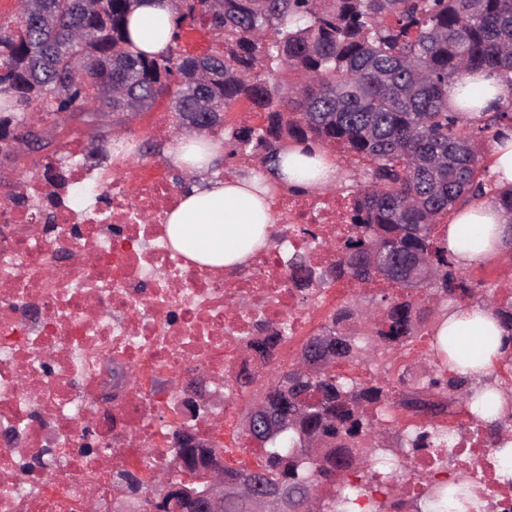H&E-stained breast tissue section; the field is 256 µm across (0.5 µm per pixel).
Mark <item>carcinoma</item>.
I'll return each instance as SVG.
<instances>
[{"instance_id": "obj_1", "label": "carcinoma", "mask_w": 512, "mask_h": 512, "mask_svg": "<svg viewBox=\"0 0 512 512\" xmlns=\"http://www.w3.org/2000/svg\"><path fill=\"white\" fill-rule=\"evenodd\" d=\"M41 12L17 4L0 18V137L23 128L24 114L39 106L47 115L81 113L103 129L112 113H140L171 98L172 126L189 114L211 116L213 136L225 131V114L239 103L265 115L260 128H234L235 149L272 163L285 142L316 150H339L359 170L363 188L351 201V229L335 247L327 271H316L308 253L288 256L303 300L326 281L362 286L381 279L395 288L368 300H351L323 329L306 339L311 361L327 354L336 364L369 367V379L323 370L303 374L274 365L288 340V323L256 325L242 338L256 361L273 366V379L259 395L283 423L273 437H258L254 468H226L234 483L253 478L298 501L307 491L335 486L315 512H389L404 499L405 462L426 448H450L455 433L441 422L456 406L469 409L488 441L512 438V413L498 416L494 389L469 374L492 337L473 345L457 336H433L438 368L406 388L391 376V358L410 346L448 312V302L478 297L492 305L503 335L512 339V292L472 281L434 236L456 206L488 197L512 225V187L486 191L485 146L512 127V104L467 114L485 95L462 85L464 107L448 108V86L467 73L512 72V0H170L176 29L167 50L150 56L132 49L129 24L138 0H37ZM204 27L213 46L185 54V28ZM286 69L294 81L288 98L278 96L273 75ZM356 320L364 331L347 332ZM257 373L243 366L231 379V395L252 388ZM408 411L396 449L386 444L393 410ZM119 483L143 501L152 481L125 470ZM429 499L461 497L468 483L451 487L428 481Z\"/></svg>"}]
</instances>
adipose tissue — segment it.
Listing matches in <instances>:
<instances>
[{
  "instance_id": "ef3b65f1",
  "label": "adipose tissue",
  "mask_w": 512,
  "mask_h": 512,
  "mask_svg": "<svg viewBox=\"0 0 512 512\" xmlns=\"http://www.w3.org/2000/svg\"><path fill=\"white\" fill-rule=\"evenodd\" d=\"M175 27L169 0H141L130 21L135 47L149 54L166 50ZM223 151L222 140L211 137L205 148L193 151L187 150L185 139H178L171 152L185 185L179 206L168 216V236L176 250L208 268L247 264L266 247L271 227L264 178H208ZM278 169L285 174L287 185L302 190L329 186L336 178L335 167L324 153L309 156L298 146L282 153ZM475 224L491 236L490 247L474 250L465 244L467 229ZM511 234L512 228L499 211L488 201H477L454 215L448 227V248L460 265L477 266L502 249ZM441 324L443 333L476 343L499 334L493 310L484 304L449 309Z\"/></svg>"
}]
</instances>
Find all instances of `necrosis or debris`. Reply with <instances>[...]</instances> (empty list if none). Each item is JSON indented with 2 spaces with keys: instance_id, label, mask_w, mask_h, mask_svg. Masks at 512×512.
Listing matches in <instances>:
<instances>
[{
  "instance_id": "1",
  "label": "necrosis or debris",
  "mask_w": 512,
  "mask_h": 512,
  "mask_svg": "<svg viewBox=\"0 0 512 512\" xmlns=\"http://www.w3.org/2000/svg\"><path fill=\"white\" fill-rule=\"evenodd\" d=\"M69 155L72 184L96 185L104 208L88 210L78 197L34 223L28 204L46 194L38 174L21 179L15 202L0 204V433L15 434L0 444V512H76L90 487L112 491L119 470L166 466V430L149 416L159 401L147 388L107 406V423L84 436L102 364L114 356L144 376L210 372V416L195 428L234 447L237 406L224 390L244 363L236 338L261 316L288 321L295 336L307 331L311 306L286 255L332 262L324 241L349 220L342 197L277 194L280 249L256 256L251 277L230 280L171 247L167 215L180 191L163 172L103 177L79 140ZM60 252L83 269L54 263ZM454 459L479 492L496 485L500 459L480 435L459 434Z\"/></svg>"
}]
</instances>
